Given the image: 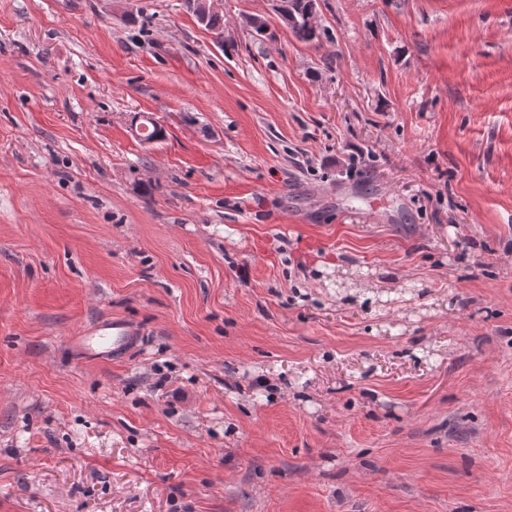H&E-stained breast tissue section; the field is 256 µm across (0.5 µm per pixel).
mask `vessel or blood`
I'll return each instance as SVG.
<instances>
[{"label": "vessel or blood", "instance_id": "b4317fda", "mask_svg": "<svg viewBox=\"0 0 512 512\" xmlns=\"http://www.w3.org/2000/svg\"><path fill=\"white\" fill-rule=\"evenodd\" d=\"M140 328L122 318H105L77 336L73 347L80 358L92 362H108L133 349Z\"/></svg>", "mask_w": 512, "mask_h": 512}]
</instances>
